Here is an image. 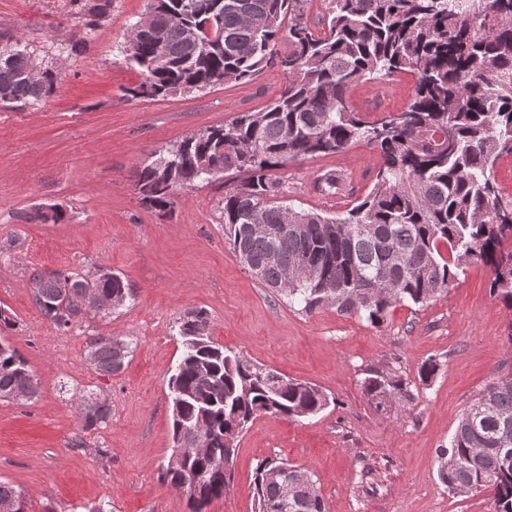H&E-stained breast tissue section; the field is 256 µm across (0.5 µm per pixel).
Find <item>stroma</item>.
<instances>
[{
    "label": "stroma",
    "instance_id": "stroma-1",
    "mask_svg": "<svg viewBox=\"0 0 512 512\" xmlns=\"http://www.w3.org/2000/svg\"><path fill=\"white\" fill-rule=\"evenodd\" d=\"M88 0H0V47L26 46L55 68V93L36 105L0 104V307L6 336L40 384L29 400H0V479L26 497L29 512H189L187 496L161 477L173 448L168 379L181 353L178 321L205 310L211 338L256 363L320 386V414L257 417L240 438L232 482L207 512H255L258 463L281 457L308 468L329 512H490L489 494L450 492L437 475L463 412L487 385L512 374V310L489 293L490 271L470 262L443 297L400 303L382 325L334 306L307 313L256 281L224 240V180L182 189L173 215L144 206L135 170L155 150L223 125L278 98L275 67L253 80L203 92L134 99L141 79L124 51L148 0H112L87 30ZM414 78L354 86L349 104L372 121L402 110ZM379 159L360 142L338 154L298 159L279 170L281 202L340 216L371 190ZM336 172L345 189L317 181ZM57 207L60 224H29L34 207ZM107 269L134 292L106 317L57 329L33 300V271L91 275ZM128 341L118 373L98 374L88 342ZM440 370L404 408L376 409L361 382L367 370L415 379L422 362ZM107 399L112 417L87 430L78 413Z\"/></svg>",
    "mask_w": 512,
    "mask_h": 512
}]
</instances>
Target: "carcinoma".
<instances>
[{"instance_id": "1", "label": "carcinoma", "mask_w": 512, "mask_h": 512, "mask_svg": "<svg viewBox=\"0 0 512 512\" xmlns=\"http://www.w3.org/2000/svg\"><path fill=\"white\" fill-rule=\"evenodd\" d=\"M309 0H148L153 19L132 33L127 59L141 81L133 98L202 91L248 81L268 66L288 77L280 96L259 111L156 150L135 172L142 202L172 212L177 190L206 176L208 164L238 175L224 194V239L248 272L288 303L312 312L325 305L380 325L396 304H425L447 294L459 271L480 260L490 269L489 292L512 308V197L494 168L512 156V0H329L321 31L307 15ZM112 0L89 5L93 29ZM288 52L276 50L279 37ZM32 55L0 48V103L34 105L56 90L57 73L24 75ZM415 77L400 112L367 122L349 105L363 81L396 73ZM357 141L378 152L370 192L342 217L296 212L280 202L277 171L298 158L336 154ZM29 223L59 224L37 208ZM254 224H305L275 236ZM75 282L105 296L133 297L123 279L104 269ZM34 301L57 328L84 314L57 272L32 275ZM204 310L180 322L183 354L168 388L172 439L202 453L169 459L165 481L188 497L190 512H206L224 496L238 438L261 415L301 418L328 407L317 385L291 379L212 340ZM129 343L98 337L88 357L95 370L119 372ZM440 368L424 361L417 382L371 370L362 389L377 409L414 400L412 385H431ZM39 383L26 361L0 336V399L34 397ZM83 427L108 422L112 407L92 399L78 406ZM438 478L450 491L489 492L492 512H512V375L489 385L463 413L449 446L438 451ZM258 512H328L310 470L267 458L254 477ZM0 505L28 512L22 492L0 481Z\"/></svg>"}]
</instances>
